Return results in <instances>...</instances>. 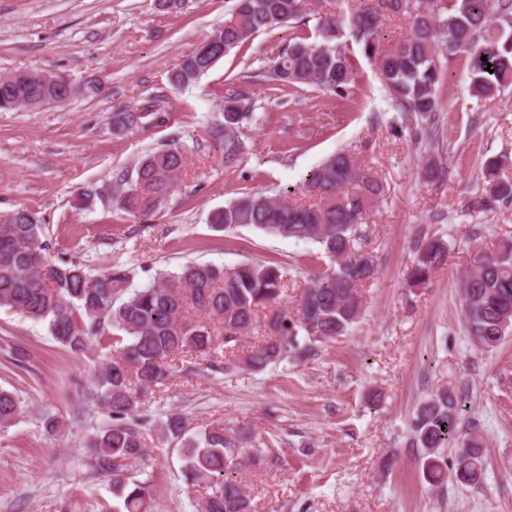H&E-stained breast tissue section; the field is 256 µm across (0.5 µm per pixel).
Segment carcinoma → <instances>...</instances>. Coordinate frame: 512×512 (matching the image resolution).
Returning a JSON list of instances; mask_svg holds the SVG:
<instances>
[{"label": "carcinoma", "mask_w": 512, "mask_h": 512, "mask_svg": "<svg viewBox=\"0 0 512 512\" xmlns=\"http://www.w3.org/2000/svg\"><path fill=\"white\" fill-rule=\"evenodd\" d=\"M308 10L309 0H236L234 21L213 30L201 44L205 53L195 50L183 57L170 82L180 88L196 84L255 33L302 24ZM390 14L407 18L410 31L381 54L379 31ZM318 31L319 43L291 38L262 78L274 85H306L339 98L349 96L354 60L349 46L341 42L345 36L365 58L377 60L392 108L408 119H420L426 127L438 122L445 69L461 51L467 53L475 97L487 99L512 86V0H351L347 12L322 18ZM24 75L0 74V111L41 108L68 94L98 93L94 83L77 89L60 75L46 72L36 80ZM167 116L165 101L156 95L139 108H113L112 131L162 125ZM253 117L249 97L232 93L224 101L222 117L214 119L209 130L224 166L239 165L247 154L243 130ZM185 160L178 143H163L134 168L115 175L111 192L100 200L146 221L166 206ZM501 168L499 159L486 162L485 186L473 199L472 209L485 212L512 203V180L499 174ZM303 189L317 202L296 205L251 191L213 212L209 220L217 231L253 226L275 236L310 241L334 259L336 268L310 280L291 316L277 308L285 282L275 263L244 262L228 270L189 262L177 272L155 274L125 299L131 270L115 264L93 274L76 261L52 254L38 213L21 208L0 214V308L47 323L53 339L75 353L84 354L94 346L115 352L96 370L94 390L88 394L89 402L104 409L107 417L89 440V466L112 477V512H149L152 485L126 475L121 462L139 466L147 459L143 430L153 418L141 397L167 380L174 357H210L235 347L254 328L257 313L268 308L272 336L242 357L247 369L260 372L348 333L360 318V288L377 273L366 251L364 220L383 193V184L350 152L341 150L306 175ZM447 260L443 238L418 240L410 283L426 284ZM461 295L466 332L480 347L492 350L512 335V240L479 259L466 276ZM191 311L198 319L189 317ZM463 412L464 399L444 388L419 403L410 419L411 447L418 449L424 478L431 484L472 486L483 479L484 439L476 426L464 429ZM21 414L18 396L0 389V427L14 424ZM161 430L180 440L186 482L210 490L202 512H251L249 496L235 475L241 435L212 422L187 437L178 415L169 416ZM447 448L457 449L451 462L444 455Z\"/></svg>", "instance_id": "carcinoma-1"}]
</instances>
